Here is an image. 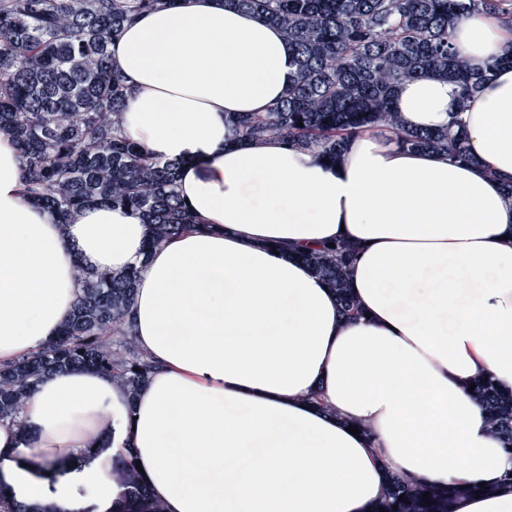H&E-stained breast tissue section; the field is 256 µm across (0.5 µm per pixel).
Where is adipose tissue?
I'll return each instance as SVG.
<instances>
[{
	"label": "adipose tissue",
	"instance_id": "obj_1",
	"mask_svg": "<svg viewBox=\"0 0 512 512\" xmlns=\"http://www.w3.org/2000/svg\"><path fill=\"white\" fill-rule=\"evenodd\" d=\"M511 43L490 16L456 25V51L493 69L466 111L444 78L396 92L407 129L459 115L475 164L374 129L332 164L232 139L234 113L267 111L295 77L280 29L224 0L140 14L112 49L131 88L120 123L149 157L179 162L200 220L151 250L123 207L57 224L25 196L0 129V363L56 341L77 267L134 266L132 337L155 366L133 397L93 369L44 377L0 421L9 498L119 512L128 460L165 512H370L389 470L462 488L455 512H512V454L469 394L484 376L512 389V67L498 62ZM341 239L358 247L348 321L293 253Z\"/></svg>",
	"mask_w": 512,
	"mask_h": 512
}]
</instances>
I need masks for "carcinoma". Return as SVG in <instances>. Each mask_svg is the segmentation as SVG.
Segmentation results:
<instances>
[{
  "label": "carcinoma",
  "instance_id": "cac0c4a2",
  "mask_svg": "<svg viewBox=\"0 0 512 512\" xmlns=\"http://www.w3.org/2000/svg\"><path fill=\"white\" fill-rule=\"evenodd\" d=\"M176 2L0 0V127L9 128L19 146L25 194L59 221L90 204L125 207L149 225L152 246L199 223L176 192L179 163L150 161L123 135L119 115L129 87L112 59L133 12L160 11ZM225 2L277 26L296 64L294 83L269 111L237 114L234 138L314 148L319 158L334 161L364 128L378 126L403 149L472 162L460 121L436 131L407 130L394 92L406 80L449 77L464 111L492 69L476 71L453 52L455 25L469 15L489 14L512 26V0ZM354 252L355 246L337 242L297 253L325 279L347 319L359 314L348 277ZM138 275L136 267L120 275L79 270L81 292L57 341L0 365V420L18 417L42 377L73 366L109 374L129 394L137 392L154 365L131 345L112 348V336L130 333ZM472 396L505 450L512 449V391L489 377L476 383ZM123 474L130 497L122 512H164L161 504L147 503V489L133 470ZM459 493L389 472L371 512H451Z\"/></svg>",
  "mask_w": 512,
  "mask_h": 512
}]
</instances>
